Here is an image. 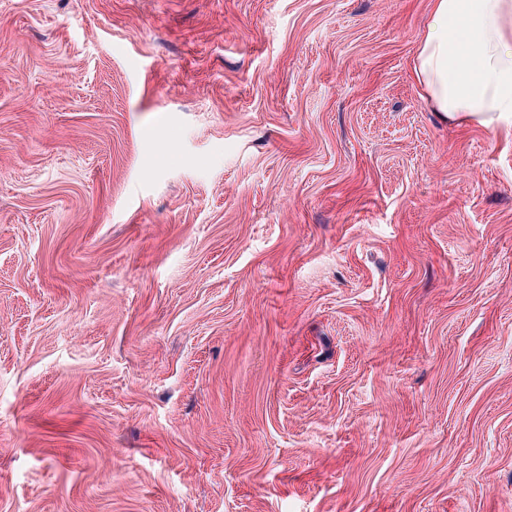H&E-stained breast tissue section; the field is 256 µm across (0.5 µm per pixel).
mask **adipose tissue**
Listing matches in <instances>:
<instances>
[{
  "label": "adipose tissue",
  "mask_w": 512,
  "mask_h": 512,
  "mask_svg": "<svg viewBox=\"0 0 512 512\" xmlns=\"http://www.w3.org/2000/svg\"><path fill=\"white\" fill-rule=\"evenodd\" d=\"M445 120L512 126V0H432L412 61Z\"/></svg>",
  "instance_id": "ef3b65f1"
}]
</instances>
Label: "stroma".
Masks as SVG:
<instances>
[{
    "mask_svg": "<svg viewBox=\"0 0 512 512\" xmlns=\"http://www.w3.org/2000/svg\"><path fill=\"white\" fill-rule=\"evenodd\" d=\"M431 0H0V512H512V129ZM412 70L433 112L512 126V0H432Z\"/></svg>",
    "mask_w": 512,
    "mask_h": 512,
    "instance_id": "obj_1",
    "label": "stroma"
}]
</instances>
